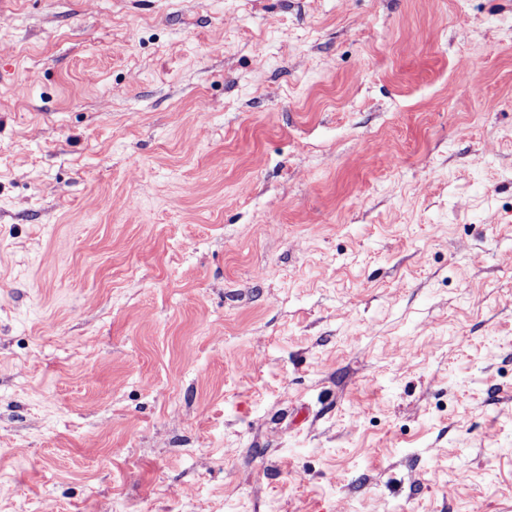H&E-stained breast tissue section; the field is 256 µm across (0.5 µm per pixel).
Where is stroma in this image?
<instances>
[{
	"label": "stroma",
	"instance_id": "35a3bbf8",
	"mask_svg": "<svg viewBox=\"0 0 512 512\" xmlns=\"http://www.w3.org/2000/svg\"><path fill=\"white\" fill-rule=\"evenodd\" d=\"M0 512H512V0H0Z\"/></svg>",
	"mask_w": 512,
	"mask_h": 512
}]
</instances>
